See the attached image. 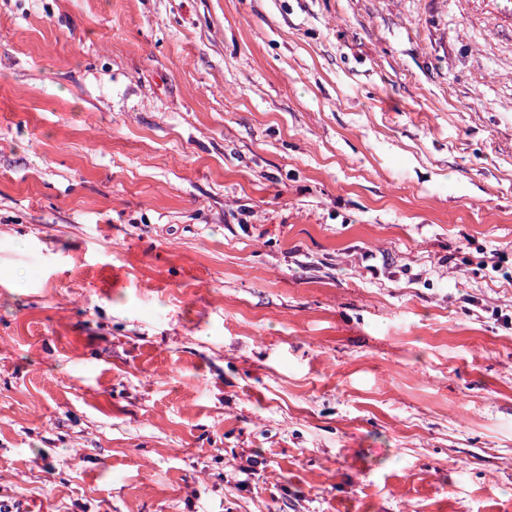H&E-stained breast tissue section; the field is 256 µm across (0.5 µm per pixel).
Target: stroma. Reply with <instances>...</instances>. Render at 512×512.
Returning a JSON list of instances; mask_svg holds the SVG:
<instances>
[{"label":"stroma","mask_w":512,"mask_h":512,"mask_svg":"<svg viewBox=\"0 0 512 512\" xmlns=\"http://www.w3.org/2000/svg\"><path fill=\"white\" fill-rule=\"evenodd\" d=\"M0 500L512 512V0H0Z\"/></svg>","instance_id":"stroma-1"}]
</instances>
